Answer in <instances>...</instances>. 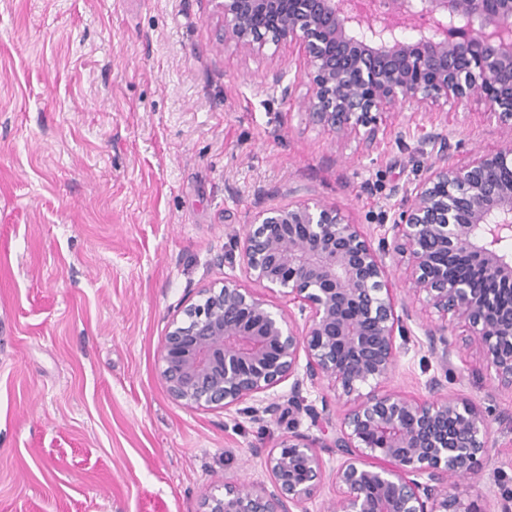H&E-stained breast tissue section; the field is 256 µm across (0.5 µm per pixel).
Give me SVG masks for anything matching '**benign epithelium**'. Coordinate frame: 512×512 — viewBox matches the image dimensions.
<instances>
[{"label":"benign epithelium","mask_w":512,"mask_h":512,"mask_svg":"<svg viewBox=\"0 0 512 512\" xmlns=\"http://www.w3.org/2000/svg\"><path fill=\"white\" fill-rule=\"evenodd\" d=\"M208 2L226 51L272 61L297 46L304 70L287 82L272 66L262 86L326 131L361 135L367 152L378 139L371 113L394 108L416 122L480 101L512 132V0ZM427 145L430 161L390 207L378 241L319 199L260 205L224 255L246 283L204 286L169 321L158 364L172 399L224 411L252 400L253 419H279L281 404L263 395L289 380L288 408L320 431L288 433L266 453L270 486L243 480L206 497L204 512H294L324 480L323 448L341 456L329 512H471L462 487L487 454L491 423L472 401L441 393L438 380L425 400L382 389L412 318L406 305L397 313L387 258L406 259L410 296L442 313L425 328L441 363L454 352L450 324L462 323L486 368L512 388V301L500 303L512 284V254L502 249L512 240V147L462 164L448 136ZM462 255L471 276L448 268ZM278 294L298 313L274 304ZM325 380L333 397L319 411L305 405L303 387Z\"/></svg>","instance_id":"benign-epithelium-1"}]
</instances>
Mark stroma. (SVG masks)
Returning <instances> with one entry per match:
<instances>
[{
	"mask_svg": "<svg viewBox=\"0 0 512 512\" xmlns=\"http://www.w3.org/2000/svg\"><path fill=\"white\" fill-rule=\"evenodd\" d=\"M208 0H0V512H200L306 414L257 423L171 398L157 354L197 288L240 277L224 258L258 204L290 189L379 238L395 188L448 136L457 159L504 145L485 106L420 124L376 114L379 141L323 130L260 81L268 63L219 45ZM433 308L397 337L386 389L442 391L493 418L467 501L512 500V388L480 369L463 326L450 365Z\"/></svg>",
	"mask_w": 512,
	"mask_h": 512,
	"instance_id": "obj_1",
	"label": "stroma"
}]
</instances>
